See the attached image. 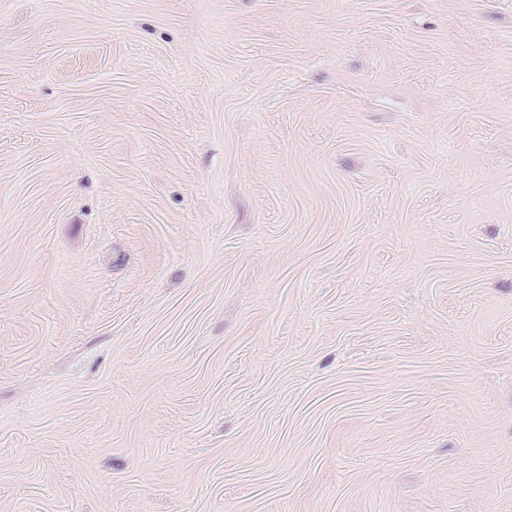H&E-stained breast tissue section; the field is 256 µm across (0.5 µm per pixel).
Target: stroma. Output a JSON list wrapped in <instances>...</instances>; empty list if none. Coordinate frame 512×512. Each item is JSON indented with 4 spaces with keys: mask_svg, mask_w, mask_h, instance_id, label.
Masks as SVG:
<instances>
[{
    "mask_svg": "<svg viewBox=\"0 0 512 512\" xmlns=\"http://www.w3.org/2000/svg\"><path fill=\"white\" fill-rule=\"evenodd\" d=\"M0 512H512V0H0Z\"/></svg>",
    "mask_w": 512,
    "mask_h": 512,
    "instance_id": "35a3bbf8",
    "label": "stroma"
}]
</instances>
